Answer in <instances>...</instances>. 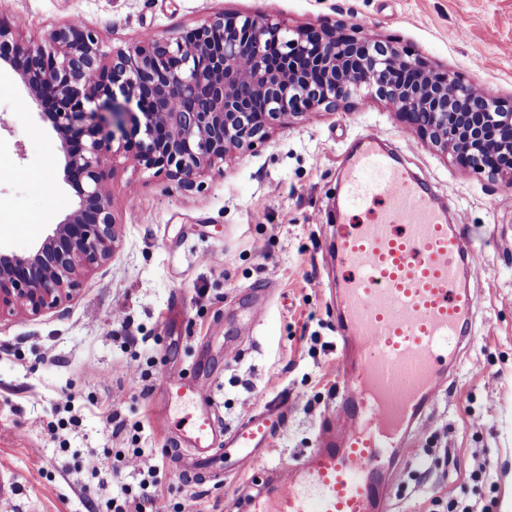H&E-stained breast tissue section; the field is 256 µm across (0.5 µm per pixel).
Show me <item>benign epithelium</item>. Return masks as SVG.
I'll list each match as a JSON object with an SVG mask.
<instances>
[{
    "mask_svg": "<svg viewBox=\"0 0 512 512\" xmlns=\"http://www.w3.org/2000/svg\"><path fill=\"white\" fill-rule=\"evenodd\" d=\"M2 65L49 103L44 116L79 202L27 253L0 248V319L59 308L85 273L112 258L113 151L191 186L290 121L363 98L389 106L458 166L512 185V102L478 94L463 76L358 27L292 28L270 15L216 12L191 31L105 51L94 28L73 20L25 42L0 17Z\"/></svg>",
    "mask_w": 512,
    "mask_h": 512,
    "instance_id": "benign-epithelium-1",
    "label": "benign epithelium"
}]
</instances>
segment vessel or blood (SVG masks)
I'll use <instances>...</instances> for the list:
<instances>
[{
    "instance_id": "vessel-or-blood-1",
    "label": "vessel or blood",
    "mask_w": 512,
    "mask_h": 512,
    "mask_svg": "<svg viewBox=\"0 0 512 512\" xmlns=\"http://www.w3.org/2000/svg\"><path fill=\"white\" fill-rule=\"evenodd\" d=\"M366 213L359 224L353 213ZM332 259L343 380L315 448L252 477L245 512H389L397 467L421 431L460 347L473 340L475 301L462 280L476 257L419 180L377 140L362 136L345 161ZM170 398L207 402L208 386L173 383ZM286 411L267 404L223 429L200 412L181 436L180 467L242 471L264 458Z\"/></svg>"
}]
</instances>
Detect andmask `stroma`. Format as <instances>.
Wrapping results in <instances>:
<instances>
[{"label":"stroma","instance_id":"1","mask_svg":"<svg viewBox=\"0 0 512 512\" xmlns=\"http://www.w3.org/2000/svg\"><path fill=\"white\" fill-rule=\"evenodd\" d=\"M266 14L293 27L356 24L431 66L512 99V0H0L23 38L74 19L104 49L198 27L210 14ZM19 76L0 68V245L24 253L77 203L60 138ZM365 133L448 204L477 259L474 342L427 428L401 461L395 512H512V187L449 163L385 105L358 100L275 132L186 187L113 157L120 243L79 296L0 323V512H92L140 477L116 450L152 449L170 503L237 512L249 476L193 483L166 450L200 411L165 403L190 375L234 428L267 402L287 407L265 465L314 447L341 381L330 263L342 161ZM238 337L233 357L224 339ZM108 476L97 486L85 467Z\"/></svg>","mask_w":512,"mask_h":512}]
</instances>
